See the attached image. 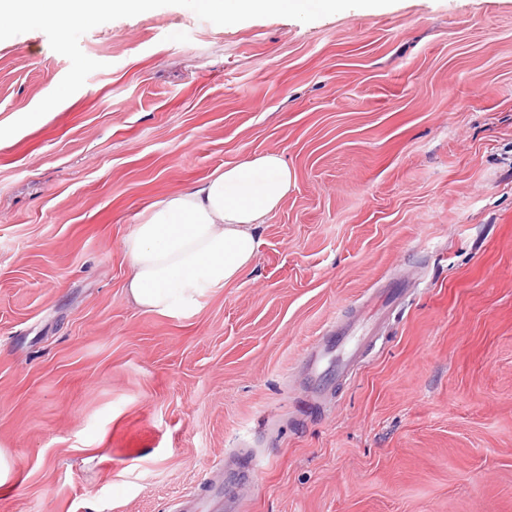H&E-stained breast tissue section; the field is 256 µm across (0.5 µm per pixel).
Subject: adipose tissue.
Returning <instances> with one entry per match:
<instances>
[{
    "label": "adipose tissue",
    "instance_id": "adipose-tissue-1",
    "mask_svg": "<svg viewBox=\"0 0 512 512\" xmlns=\"http://www.w3.org/2000/svg\"><path fill=\"white\" fill-rule=\"evenodd\" d=\"M293 185L283 157L265 152L152 204L123 244L129 300L165 317L197 312L207 292L253 267L258 229Z\"/></svg>",
    "mask_w": 512,
    "mask_h": 512
}]
</instances>
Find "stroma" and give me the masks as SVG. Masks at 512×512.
<instances>
[{
    "mask_svg": "<svg viewBox=\"0 0 512 512\" xmlns=\"http://www.w3.org/2000/svg\"><path fill=\"white\" fill-rule=\"evenodd\" d=\"M79 44L101 69L0 139V512H179L246 457L243 512H512V0L165 6ZM69 68L0 41V122ZM264 152L295 184L253 269L134 306L149 206Z\"/></svg>",
    "mask_w": 512,
    "mask_h": 512,
    "instance_id": "35a3bbf8",
    "label": "stroma"
}]
</instances>
